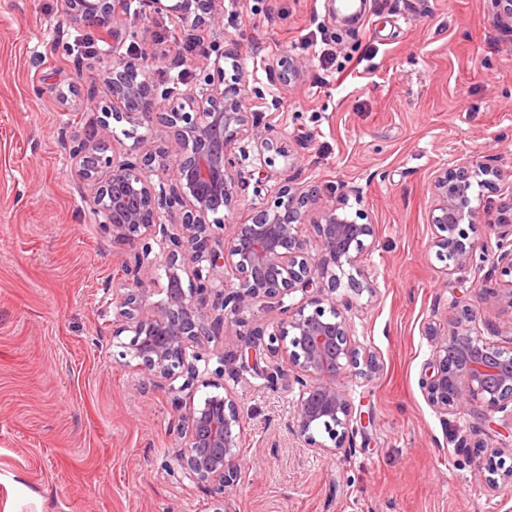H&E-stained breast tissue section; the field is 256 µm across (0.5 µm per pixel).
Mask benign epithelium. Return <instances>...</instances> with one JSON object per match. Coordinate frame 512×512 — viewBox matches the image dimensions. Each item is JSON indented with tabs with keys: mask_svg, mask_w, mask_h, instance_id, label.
<instances>
[{
	"mask_svg": "<svg viewBox=\"0 0 512 512\" xmlns=\"http://www.w3.org/2000/svg\"><path fill=\"white\" fill-rule=\"evenodd\" d=\"M65 4L71 22L96 31L113 26L123 14L114 0ZM139 4L145 17L166 14L193 30L224 31V0ZM99 53L112 58V66L102 72L112 104L91 103L101 113L95 127L72 133L62 145L72 172L89 189L85 217L107 228L112 244L133 255L126 278L112 289L113 337L132 333L129 341L118 343L120 358L138 360L145 380L173 395L182 449L172 473L211 486L219 496L214 512H223L241 479L243 417L236 392L200 376L197 363L218 333L227 343L260 346L273 359H287L293 371L288 390H297L288 431L315 454L346 453L355 433L348 383L369 381L380 371L376 357L356 339L351 317L363 295L376 296L363 264L374 245L375 226L364 210L350 215L347 203L329 200L315 187L296 188L268 172L278 158L292 165V153L273 125L257 132L259 113L253 110L252 89L235 48L202 62L204 85L184 90L179 102L165 108L162 102L169 95L149 81L144 63L125 57L114 42H104ZM276 66L288 89L303 83V60L283 56ZM112 119L133 127L157 123L171 129L172 137L156 147L139 138L131 146L137 155L122 159L107 154L106 144L114 137ZM245 142L252 144L258 171L265 173L260 178L265 194L251 203L244 220L230 225L229 234L218 235L215 230L224 229L239 202ZM492 176L502 174L484 163L451 161L434 177L432 246L448 269L476 270L489 262L512 276V217L489 225L497 238L495 252L471 236L484 213L472 188L485 187ZM169 224L177 233L169 232ZM159 233L170 245L153 257L150 240ZM158 264L166 276L162 287L153 274ZM227 272L234 283L226 289ZM298 291L302 298L284 305V298ZM155 295L159 299L151 300ZM477 298L485 322L492 323L500 309H512V280L478 289ZM268 300L284 306V318L272 331L238 328L241 311ZM472 319L466 308L446 327H428L432 351L420 385L429 406L442 415L476 406L488 415L512 405V347L475 335ZM200 386L218 392L199 405L183 402L180 393ZM481 476L494 486L500 479L512 480V466L504 467L495 449Z\"/></svg>",
	"mask_w": 512,
	"mask_h": 512,
	"instance_id": "1",
	"label": "benign epithelium"
}]
</instances>
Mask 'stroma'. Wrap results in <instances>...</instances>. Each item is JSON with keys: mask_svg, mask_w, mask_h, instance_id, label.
Returning a JSON list of instances; mask_svg holds the SVG:
<instances>
[{"mask_svg": "<svg viewBox=\"0 0 512 512\" xmlns=\"http://www.w3.org/2000/svg\"><path fill=\"white\" fill-rule=\"evenodd\" d=\"M63 0H0V512H213L209 486L170 471L180 441L171 396L143 384L135 360L115 361L112 286L124 255L112 234L83 219L87 190L70 170L63 131L85 130L94 110L63 102L79 87L111 100L88 58L92 29L70 23ZM224 36L201 34L182 68L150 66L170 87L202 83L199 63L235 46L268 56L249 72L261 121L276 119L297 158L295 186L360 200L375 226L365 265L377 294L353 317L357 340L378 360L371 381L349 383L361 422L346 455L319 458L284 427L294 393L270 388L263 350L237 359L223 383L244 421L241 480L229 512H512V482L479 479L487 449L512 433V413L481 425L473 412L441 416L420 379L431 355L426 328L500 270L450 271L430 243L431 184L448 161L479 160L502 172L485 206L512 202V32L493 0H369L356 28L340 27L329 0H239ZM170 19L129 11L110 40L148 55H178ZM141 32L131 40L130 32ZM323 36L337 64L358 70L317 85L269 87L280 57L305 35ZM467 436V447L456 440Z\"/></svg>", "mask_w": 512, "mask_h": 512, "instance_id": "35a3bbf8", "label": "stroma"}]
</instances>
